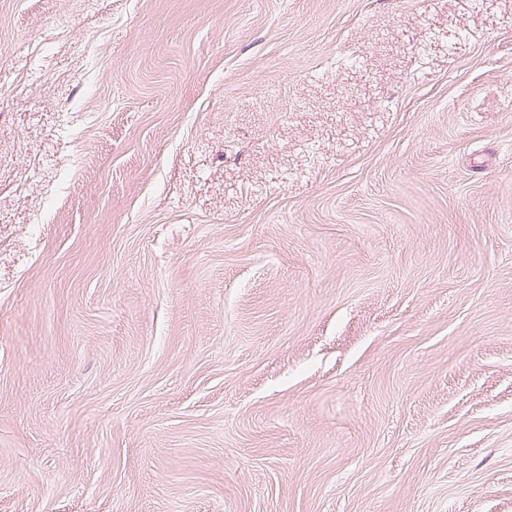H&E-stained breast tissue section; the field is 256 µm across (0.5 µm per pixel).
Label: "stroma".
<instances>
[{
    "label": "stroma",
    "instance_id": "stroma-1",
    "mask_svg": "<svg viewBox=\"0 0 512 512\" xmlns=\"http://www.w3.org/2000/svg\"><path fill=\"white\" fill-rule=\"evenodd\" d=\"M0 512H512V0H0Z\"/></svg>",
    "mask_w": 512,
    "mask_h": 512
}]
</instances>
